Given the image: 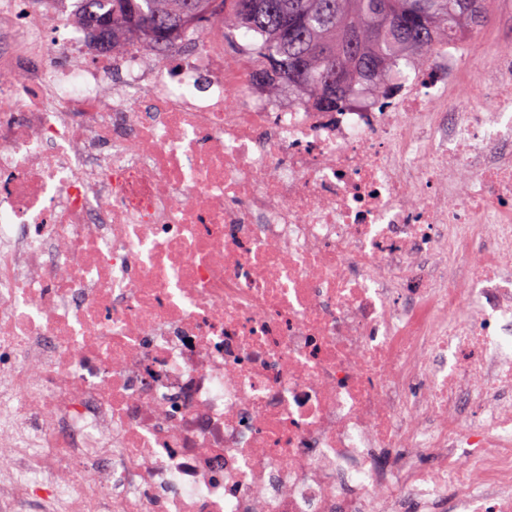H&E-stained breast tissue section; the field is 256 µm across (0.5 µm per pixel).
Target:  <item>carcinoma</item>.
<instances>
[{"label":"carcinoma","mask_w":512,"mask_h":512,"mask_svg":"<svg viewBox=\"0 0 512 512\" xmlns=\"http://www.w3.org/2000/svg\"><path fill=\"white\" fill-rule=\"evenodd\" d=\"M79 0L77 21L117 49L123 36L143 37L160 52L190 34L182 25L218 18L224 39H261L259 69L272 92L304 95L321 111L343 105L356 83H375L410 53L431 55L448 36L477 33L494 0ZM343 84H329L336 70Z\"/></svg>","instance_id":"carcinoma-1"}]
</instances>
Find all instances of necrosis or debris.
<instances>
[{"mask_svg":"<svg viewBox=\"0 0 512 512\" xmlns=\"http://www.w3.org/2000/svg\"><path fill=\"white\" fill-rule=\"evenodd\" d=\"M475 46L318 112L217 22L114 52L0 0V512H512V50Z\"/></svg>","mask_w":512,"mask_h":512,"instance_id":"1","label":"necrosis or debris"}]
</instances>
